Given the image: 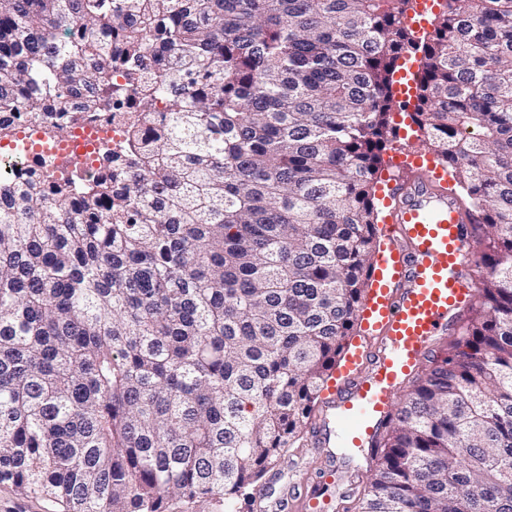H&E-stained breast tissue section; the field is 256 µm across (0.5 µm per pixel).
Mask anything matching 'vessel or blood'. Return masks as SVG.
<instances>
[{"label":"vessel or blood","mask_w":512,"mask_h":512,"mask_svg":"<svg viewBox=\"0 0 512 512\" xmlns=\"http://www.w3.org/2000/svg\"><path fill=\"white\" fill-rule=\"evenodd\" d=\"M394 166L396 205L384 228L388 245L375 261V294L363 314L374 343L349 357L323 405L318 443L327 448L371 443L412 369L477 293L472 267L479 244L471 217L441 190L442 177L428 154H401ZM328 508L318 486L296 504L297 512Z\"/></svg>","instance_id":"obj_1"}]
</instances>
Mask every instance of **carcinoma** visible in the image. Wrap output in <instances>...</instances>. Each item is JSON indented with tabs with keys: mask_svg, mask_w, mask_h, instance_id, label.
Returning <instances> with one entry per match:
<instances>
[{
	"mask_svg": "<svg viewBox=\"0 0 512 512\" xmlns=\"http://www.w3.org/2000/svg\"><path fill=\"white\" fill-rule=\"evenodd\" d=\"M412 4L0 0V114L132 104L96 178L0 182V482L68 512H241L350 346L420 52L413 133L481 213L482 288L355 512H512V0H443L422 38Z\"/></svg>",
	"mask_w": 512,
	"mask_h": 512,
	"instance_id": "obj_1",
	"label": "carcinoma"
}]
</instances>
